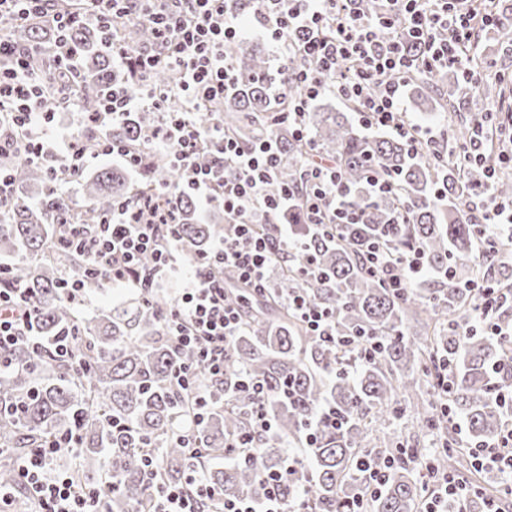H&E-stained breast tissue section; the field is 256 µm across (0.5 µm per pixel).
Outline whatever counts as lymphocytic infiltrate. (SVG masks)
Segmentation results:
<instances>
[{"label": "lymphocytic infiltrate", "mask_w": 512, "mask_h": 512, "mask_svg": "<svg viewBox=\"0 0 512 512\" xmlns=\"http://www.w3.org/2000/svg\"><path fill=\"white\" fill-rule=\"evenodd\" d=\"M110 11L97 20L110 27L116 14L140 11L153 25L156 44L151 48L128 50L113 45L112 59L133 61L139 71L159 65L177 69L181 76L178 93L183 108L163 111L167 90L147 83L113 89L88 117L91 124L107 128L131 113L156 109L161 113L157 127L146 135L171 153L177 164L191 171L187 189L208 205L224 210L227 231L216 238L207 253L194 258L192 275L164 315L169 337L178 347L195 350L209 377L224 376V355L244 328L237 308L224 296V281L214 267L233 271L236 278L253 288L265 287L282 252L298 245L287 215L289 209L305 213L309 231L335 234L347 218L341 213L345 191L339 170L330 164L311 162L300 169L306 193L296 196L282 187L272 196L268 187L283 160L269 141L244 146L229 138L220 122L199 125L197 110L223 101L232 81L230 51L241 36L242 12L237 0H92ZM352 0H253L252 11L262 32L274 41L285 57H302L306 65L294 75L301 92L288 119L295 133L305 136L302 119L320 94L333 91L351 102L362 126L387 130L403 137L412 147L433 149V163L447 166L453 157L470 163L481 162L486 148L483 132L454 149H443L441 131L406 122L402 111L404 72L409 58L406 38L420 46L417 60L425 69L460 65L475 47L479 29L496 23L493 8L477 9V0H383L382 12L367 18L354 12ZM27 49L0 39V138L5 143H23L29 161L37 162L51 150L65 152L60 166L51 168L49 178L66 186L68 172L85 166L89 157L102 154L119 158L130 169L143 162L138 148L101 139L95 149L73 141L68 131L49 136L47 124L52 112L43 110L42 79L30 67ZM215 155V163L197 164L203 152ZM233 169L226 178L225 169ZM170 188L153 195H136L113 205L93 229L73 224L60 236L63 247L81 252L89 271L106 282L149 293L161 278L181 273L184 246L179 235ZM274 225L278 236L270 239L258 230L260 224ZM151 266H143L144 258ZM372 270L380 272L389 287L403 288L426 269L422 251L391 254L374 250L369 254ZM35 306L27 289L11 281L0 268V353L18 342L33 351L45 345L33 331ZM249 395V430L233 441L234 447L252 452V436L273 433L274 424L263 403L264 388L252 383ZM61 448L53 441L30 451L16 473L15 486L0 484V503L9 501L14 487H21L32 500L31 512H107L101 499L79 494L67 472L52 468ZM288 465L277 472L262 474L264 497L224 498L210 487L197 470H190L181 484L160 490L154 512H199V500L219 501V512H305L300 494L288 495L285 484L299 481L298 455L287 457Z\"/></svg>", "instance_id": "f902f5d3"}]
</instances>
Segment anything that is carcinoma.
<instances>
[{"label":"carcinoma","instance_id":"carcinoma-1","mask_svg":"<svg viewBox=\"0 0 512 512\" xmlns=\"http://www.w3.org/2000/svg\"><path fill=\"white\" fill-rule=\"evenodd\" d=\"M126 46L147 47L153 29L141 22L117 24ZM12 38L37 46L41 67L55 50L57 34L36 20ZM98 22L87 20L69 33V47L80 66L57 85L44 86L45 109L54 110L75 98L83 112L96 110V94L141 79L175 88L179 74L166 66L146 75L112 66V50ZM476 56L463 69H414L406 75L413 100L426 110L458 114L471 111ZM233 80L217 110L204 106L196 121L214 120L224 131L249 144L270 137L287 162L268 188L278 193L287 184L304 195L298 183L299 164L313 156L336 163L349 194L345 209L362 207L359 224L339 226L336 237L303 236L307 254L320 272L299 274L302 258L290 254L280 278L265 290L240 283L224 273L227 301L242 310L245 330L224 355V379H203L211 411L192 441L204 449L197 460L206 482L227 498L259 499L260 474L281 468L286 448H302L310 478L300 490L309 512H417L427 488L417 477L425 462L433 469L458 472L471 461L470 449L455 447L448 417L462 421L472 446L493 443L512 401L501 397L512 380V335L500 307L487 320L500 325L499 336H464L460 323L482 317L465 284L478 278L491 288L512 292V263L506 260L504 228L473 224L465 212L468 190L485 181L483 169L471 164L448 165L439 171L425 154L414 156L396 136L364 134L348 113L329 103L305 113L308 136L294 135L284 113L298 93L293 74L302 67L296 57L274 70L259 44L240 40L232 49ZM288 86L285 96L273 94ZM159 124L152 110L130 115L101 132L85 131V141L103 135L132 141ZM0 169L13 176L16 188L0 207V259L8 276L28 289L37 306L36 332L48 350L35 354L20 344L5 352L10 367L0 371V483H15L14 462L29 449L63 434H73L78 464L71 472L75 488L98 494L108 512H149L154 493L184 481L187 449L176 433L188 426L195 408L187 392L172 383L176 365L195 362L190 349L175 347L167 336L163 314L170 300L154 291L135 296L123 306L81 315L62 295L71 276H83L85 257L57 244L62 224L99 223L112 204L130 195L128 168L101 167L80 171L73 180L82 187L85 204L75 210L53 186L45 168L26 160L23 146L0 152ZM140 190L150 192L188 181L186 171L165 153L148 151L140 167ZM388 176L397 191L368 194V178ZM183 244L191 257L208 251L224 233V214L203 217L191 193L175 199ZM406 223H398L401 210ZM489 248L480 252L478 238ZM406 253L421 248L426 277L394 290L368 271L369 247ZM107 291L100 276H84L82 295ZM300 291L333 311L336 339L312 335L288 306L287 296ZM70 337L71 357L51 354L49 347ZM448 379V408L439 397L441 375ZM260 381L275 433L255 438L246 458L229 448L246 429L248 393L243 382ZM336 407L340 425L314 433L306 445L307 423L323 404ZM416 410L429 446L411 445L393 435L385 447L371 446L370 424L393 423L407 407ZM385 474L379 491L370 494L372 475Z\"/></svg>","mask_w":512,"mask_h":512}]
</instances>
